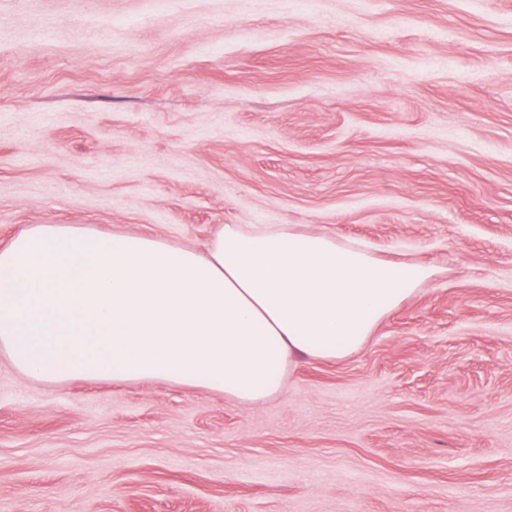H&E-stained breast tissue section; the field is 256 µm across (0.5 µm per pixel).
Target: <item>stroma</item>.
I'll return each mask as SVG.
<instances>
[{
	"label": "stroma",
	"mask_w": 512,
	"mask_h": 512,
	"mask_svg": "<svg viewBox=\"0 0 512 512\" xmlns=\"http://www.w3.org/2000/svg\"><path fill=\"white\" fill-rule=\"evenodd\" d=\"M32 224L435 274L253 405L0 350V512H512V0H0V248Z\"/></svg>",
	"instance_id": "obj_1"
}]
</instances>
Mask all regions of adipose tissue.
Here are the masks:
<instances>
[{"mask_svg":"<svg viewBox=\"0 0 512 512\" xmlns=\"http://www.w3.org/2000/svg\"><path fill=\"white\" fill-rule=\"evenodd\" d=\"M433 275L286 225L224 224L195 250L34 224L0 249V350L38 378L201 381L257 404L280 372L352 356Z\"/></svg>","mask_w":512,"mask_h":512,"instance_id":"adipose-tissue-1","label":"adipose tissue"}]
</instances>
